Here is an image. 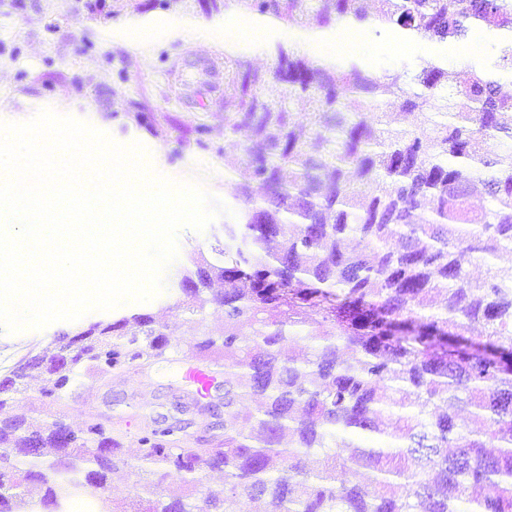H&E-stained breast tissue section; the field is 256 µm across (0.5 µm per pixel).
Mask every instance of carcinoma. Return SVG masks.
Instances as JSON below:
<instances>
[{"label": "carcinoma", "mask_w": 512, "mask_h": 512, "mask_svg": "<svg viewBox=\"0 0 512 512\" xmlns=\"http://www.w3.org/2000/svg\"><path fill=\"white\" fill-rule=\"evenodd\" d=\"M232 5L298 27L499 40L462 75L431 64L410 78L312 63L280 42L267 73L224 54V136L249 131L239 161L265 195L239 186L214 261L176 282L190 315L224 311L218 336L198 322L192 352L224 363L223 434L188 448L154 426L126 448L99 423L73 443L60 417H0V512H96L85 489L120 469L143 481L102 512H512V259L498 262L512 256V97L497 80L512 75V0H211L210 11ZM356 95L392 96L415 122L356 112ZM169 347L148 313L62 333L0 378V410L32 378L56 400L79 367L107 375ZM359 468L368 479L350 481ZM208 470L223 487L204 483Z\"/></svg>", "instance_id": "carcinoma-1"}]
</instances>
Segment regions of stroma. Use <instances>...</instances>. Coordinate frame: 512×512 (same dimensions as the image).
I'll list each match as a JSON object with an SVG mask.
<instances>
[{
    "mask_svg": "<svg viewBox=\"0 0 512 512\" xmlns=\"http://www.w3.org/2000/svg\"><path fill=\"white\" fill-rule=\"evenodd\" d=\"M210 0H179L167 9L155 0H0V120L24 122L51 108L88 122L123 145L138 143L148 151L150 168L177 181L199 183L222 203L233 201L237 185L248 182L244 167H230L248 142L247 132L224 135V103L206 95L205 83L223 85V41L203 40L194 31L157 38L146 31L157 19L187 21L195 28L222 29L224 14L209 13ZM387 31H371L362 51L379 73L438 61L460 71L485 59L492 35L477 31L461 46L412 40L405 53L385 48ZM154 113L153 125L135 116ZM208 128L205 145H197L195 126ZM231 213L217 216L201 231L182 227L178 256L164 275L166 286L154 299L129 302L108 311L93 310L74 321H56L17 333L0 326V377L19 359L48 347L63 331L99 320L148 312L165 324L171 346L158 359L137 361L112 375L95 379L77 374L55 402L43 400L40 380L16 395L6 412L39 421L63 418L73 431L92 422L120 431L134 448L155 419L170 415V404L188 406L195 425L185 436L197 445L206 420L192 408L193 386L185 379L187 355L197 326L182 307L172 281L193 270V257L210 254Z\"/></svg>",
    "mask_w": 512,
    "mask_h": 512,
    "instance_id": "stroma-1",
    "label": "stroma"
}]
</instances>
